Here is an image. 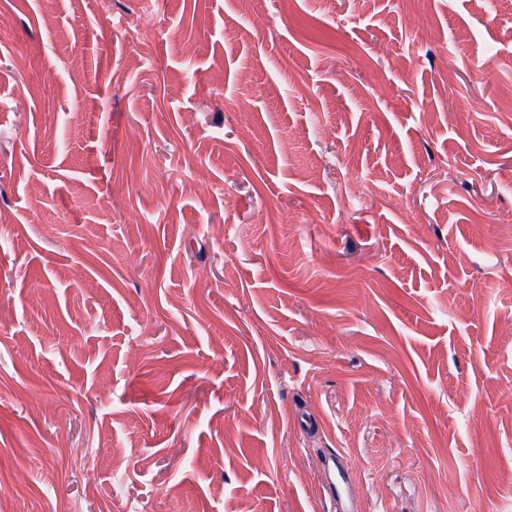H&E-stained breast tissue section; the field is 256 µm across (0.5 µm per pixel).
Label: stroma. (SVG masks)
Returning <instances> with one entry per match:
<instances>
[{
	"label": "stroma",
	"mask_w": 512,
	"mask_h": 512,
	"mask_svg": "<svg viewBox=\"0 0 512 512\" xmlns=\"http://www.w3.org/2000/svg\"><path fill=\"white\" fill-rule=\"evenodd\" d=\"M0 12L10 512H512V0ZM323 468L330 484L327 492L331 497L336 493L341 502L348 501L352 494L350 479L344 469L336 463V457L330 456L324 459Z\"/></svg>",
	"instance_id": "obj_1"
}]
</instances>
